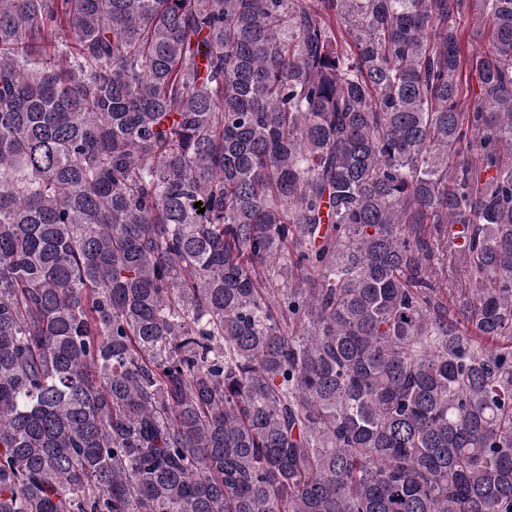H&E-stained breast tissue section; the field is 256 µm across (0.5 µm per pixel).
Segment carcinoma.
<instances>
[{"mask_svg":"<svg viewBox=\"0 0 512 512\" xmlns=\"http://www.w3.org/2000/svg\"><path fill=\"white\" fill-rule=\"evenodd\" d=\"M0 512H512V0H0Z\"/></svg>","mask_w":512,"mask_h":512,"instance_id":"1","label":"carcinoma"}]
</instances>
